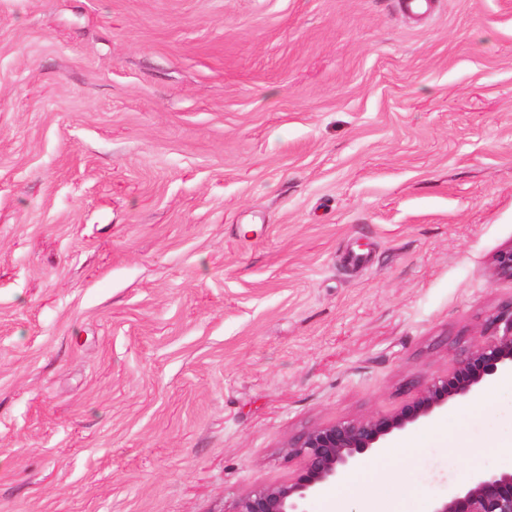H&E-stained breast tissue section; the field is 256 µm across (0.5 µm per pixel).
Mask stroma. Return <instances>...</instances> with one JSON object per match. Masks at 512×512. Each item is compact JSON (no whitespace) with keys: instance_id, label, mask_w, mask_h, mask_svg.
<instances>
[{"instance_id":"35a3bbf8","label":"stroma","mask_w":512,"mask_h":512,"mask_svg":"<svg viewBox=\"0 0 512 512\" xmlns=\"http://www.w3.org/2000/svg\"><path fill=\"white\" fill-rule=\"evenodd\" d=\"M512 246V0H0V512H233L390 413ZM394 465L429 512L512 427Z\"/></svg>"}]
</instances>
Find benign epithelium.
I'll return each mask as SVG.
<instances>
[{
  "mask_svg": "<svg viewBox=\"0 0 512 512\" xmlns=\"http://www.w3.org/2000/svg\"><path fill=\"white\" fill-rule=\"evenodd\" d=\"M494 273L512 281V245L494 259ZM512 372V300L492 310L476 337L397 410L309 428L291 438L285 454L298 468L280 483L242 495L234 512H306V502L340 483L393 437L423 427L456 404L479 396L499 375ZM430 512H512V469L473 475L459 492Z\"/></svg>",
  "mask_w": 512,
  "mask_h": 512,
  "instance_id": "1",
  "label": "benign epithelium"
}]
</instances>
